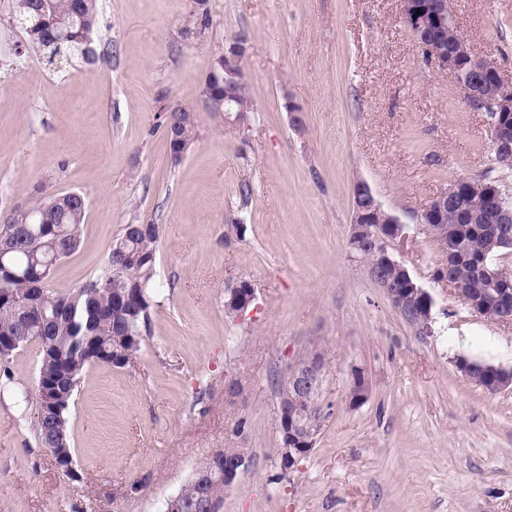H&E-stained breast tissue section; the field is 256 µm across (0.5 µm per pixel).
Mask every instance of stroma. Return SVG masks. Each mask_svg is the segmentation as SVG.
<instances>
[{"label": "stroma", "instance_id": "stroma-1", "mask_svg": "<svg viewBox=\"0 0 512 512\" xmlns=\"http://www.w3.org/2000/svg\"><path fill=\"white\" fill-rule=\"evenodd\" d=\"M111 0L91 61L0 58V208L36 182L83 193L81 244L56 287L96 277L123 225H160L163 283L126 367L86 368L69 409L73 471L37 439V345L0 369V512H164L237 418L252 467L223 512H512V390L466 379L458 358L512 370V325L473 313L434 274L444 262L414 217L455 179L498 176L487 113L426 62L400 0ZM471 48L512 79V0H452ZM246 38L255 104L238 128L202 82ZM300 106L291 116L288 103ZM194 110L198 139L173 162L161 109ZM410 224L388 245L434 299L420 339L349 248L357 182ZM250 188L242 197L241 188ZM244 237L228 236L235 219ZM249 280L245 316L223 285ZM325 353L326 418L281 475L274 378ZM369 386L349 402L353 370Z\"/></svg>", "mask_w": 512, "mask_h": 512}]
</instances>
